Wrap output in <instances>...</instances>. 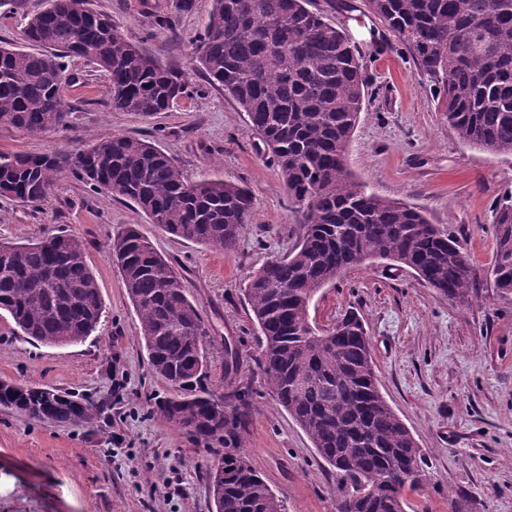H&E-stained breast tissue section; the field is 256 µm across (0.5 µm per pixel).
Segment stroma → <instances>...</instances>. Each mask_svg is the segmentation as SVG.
<instances>
[{
    "label": "stroma",
    "instance_id": "stroma-1",
    "mask_svg": "<svg viewBox=\"0 0 512 512\" xmlns=\"http://www.w3.org/2000/svg\"><path fill=\"white\" fill-rule=\"evenodd\" d=\"M176 0H92L126 37L161 64L182 69L192 91L144 120L108 106L107 75L65 59L67 127L29 136L0 126V151L72 154L94 135L148 139L188 177L215 176L249 189L254 213L239 244L224 252L172 236L133 203L106 197L67 174L40 206L0 198V241L48 234L80 239L105 313L97 331L72 345L29 340L0 312V380L75 393L94 406L89 424H43L0 409V512H213L206 477L214 456L185 430L150 413L171 396L152 373L112 241L138 225L184 278L209 329L206 386L253 393L244 450L284 503V512H336L341 484L317 461L304 431L270 396L257 363L258 340L245 284L272 257L291 251L303 216L246 115L195 70L190 41L203 31L209 0L189 11ZM43 0L0 7V41L20 44ZM362 55L371 77L347 163L380 196L416 207L467 250L479 296L459 305L422 285L411 271L379 260L347 273L315 297L310 317L332 327L357 311L372 343L379 389L425 457L406 512H512V297L486 279L494 249V205L512 193V155L461 142L437 106L438 90L409 49L387 48L389 33L364 17L363 0H311ZM171 17L173 31L156 17ZM239 373L224 378V348Z\"/></svg>",
    "mask_w": 512,
    "mask_h": 512
}]
</instances>
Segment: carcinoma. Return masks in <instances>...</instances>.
Segmentation results:
<instances>
[{
  "label": "carcinoma",
  "mask_w": 512,
  "mask_h": 512,
  "mask_svg": "<svg viewBox=\"0 0 512 512\" xmlns=\"http://www.w3.org/2000/svg\"><path fill=\"white\" fill-rule=\"evenodd\" d=\"M193 60L208 82L246 113L275 157L289 195L305 214L297 245L251 275L244 288L258 327V362L274 401L300 426L317 457L345 484L337 512H405L404 491L422 463L413 435L377 386L370 339L353 312L310 329L311 297L346 273L387 259L449 301L478 295L469 255L419 210L371 193L347 168L350 138L368 77L357 47L308 0H210ZM396 41L412 51L439 89L438 105L458 139L512 155V0H365ZM23 40L0 45V126L30 136L68 125L63 59L106 72L115 112L150 117L187 94V76L129 41L91 0H47ZM91 189L134 203L163 231L217 250L240 242L253 200L222 178L192 180L146 139H90L74 155L0 151V197L37 206L66 173ZM490 277L512 295V195L494 207ZM127 296L139 317L150 368L175 390L153 413L199 441L222 447L207 472L214 512H283L242 451L252 408L248 388L224 397L205 385L209 330L182 276L135 227L112 243ZM0 310L30 339L85 341L103 315L82 242L49 235L0 243ZM0 407L44 424L94 419L77 399L46 400L40 389L3 381Z\"/></svg>",
  "instance_id": "cac0c4a2"
}]
</instances>
